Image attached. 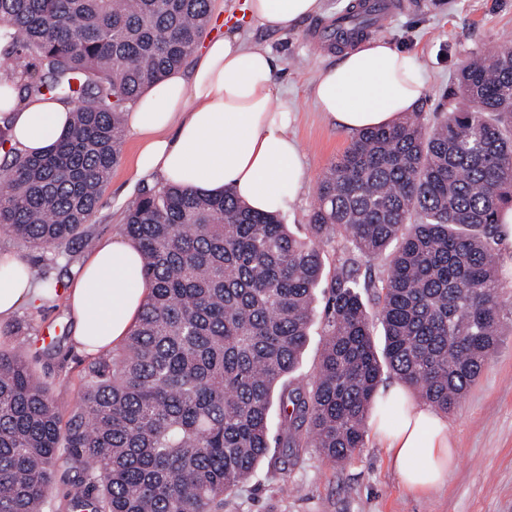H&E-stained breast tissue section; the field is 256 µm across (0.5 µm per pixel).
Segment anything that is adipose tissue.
I'll return each instance as SVG.
<instances>
[{"mask_svg": "<svg viewBox=\"0 0 512 512\" xmlns=\"http://www.w3.org/2000/svg\"><path fill=\"white\" fill-rule=\"evenodd\" d=\"M322 0H244L250 20L288 33L320 11ZM272 53L240 35L202 40L190 73L173 72L153 84L126 116L138 144L135 172L159 176L205 194L232 189L252 210L287 208L305 172L292 112L280 99ZM426 92L417 57L382 37L358 41L323 70L314 87L319 112L357 132L397 121ZM71 105L30 97L12 100L11 144L24 154L42 152L65 134ZM138 251L116 236L96 246L64 301L74 320V342L94 354L122 343L148 293ZM47 296L27 259L0 263V320L22 304ZM375 432L389 448L401 484L411 491L440 485L452 463L448 426L430 406L416 402L404 384L379 394Z\"/></svg>", "mask_w": 512, "mask_h": 512, "instance_id": "obj_1", "label": "adipose tissue"}]
</instances>
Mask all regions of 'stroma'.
<instances>
[{"label":"stroma","instance_id":"obj_1","mask_svg":"<svg viewBox=\"0 0 512 512\" xmlns=\"http://www.w3.org/2000/svg\"><path fill=\"white\" fill-rule=\"evenodd\" d=\"M358 0H322L321 10L281 34L241 20L243 0H211L212 14L240 31L248 43L271 50L280 61L277 81L296 120L292 130L301 147L306 180L282 214L296 235H304L323 173L348 146L351 134L317 112L312 88L323 69L335 65L334 52H315V28L335 23ZM395 15L366 37L381 36L414 52L427 92L419 106L427 118L447 111L461 66L471 58L512 43V0H392ZM135 141L123 136L121 159L104 186L83 235L70 245V258L56 273L70 284L87 255V242L123 234L125 213L146 179L134 168ZM74 323L63 302L24 305L0 322V348L27 343L26 359L54 395L77 402L85 385L88 355L73 342ZM454 443V464L444 486L424 492L405 490L391 453L374 431L365 445L342 462L319 449L298 457L270 448L255 473L239 485L225 512H512V326L504 325L499 344L475 383L444 416ZM299 486L287 496L284 484Z\"/></svg>","mask_w":512,"mask_h":512}]
</instances>
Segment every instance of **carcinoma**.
<instances>
[{
	"mask_svg": "<svg viewBox=\"0 0 512 512\" xmlns=\"http://www.w3.org/2000/svg\"><path fill=\"white\" fill-rule=\"evenodd\" d=\"M211 0H0L1 77L25 99L78 103L69 132L13 149L0 232L53 250L95 211L129 106L179 69ZM512 208V46L472 58L448 111L357 132L324 173L302 237L226 190L148 187L127 208L149 288L118 348L96 354L76 404L52 395L19 346L0 351V512H224L270 448L342 461L364 446L389 374L448 412L503 328L497 246ZM336 244L334 258L324 247ZM387 257L378 273L361 267ZM325 285L316 380L286 381ZM384 336L377 350L376 328Z\"/></svg>",
	"mask_w": 512,
	"mask_h": 512,
	"instance_id": "carcinoma-1",
	"label": "carcinoma"
}]
</instances>
